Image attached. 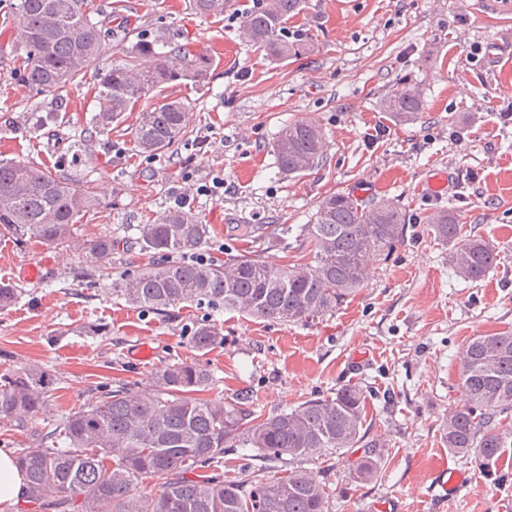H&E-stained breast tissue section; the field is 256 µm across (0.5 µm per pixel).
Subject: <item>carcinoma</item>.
I'll list each match as a JSON object with an SVG mask.
<instances>
[{
    "label": "carcinoma",
    "instance_id": "obj_1",
    "mask_svg": "<svg viewBox=\"0 0 512 512\" xmlns=\"http://www.w3.org/2000/svg\"><path fill=\"white\" fill-rule=\"evenodd\" d=\"M303 0H262L242 18L257 50L274 61L299 59L313 48L290 42L288 17ZM201 16H221L226 0H190ZM14 17L22 77L30 87L60 92L96 65L102 51V23L93 21L90 0H18ZM123 62L101 74L97 112L90 125L103 132L126 112L139 110L132 137L151 155L167 151L187 128L188 105L179 98L138 108L141 100L169 84L202 83L213 58L157 39L138 36L123 48ZM424 92L405 83L381 108L400 123L421 117ZM325 135L310 119L284 125L272 151L282 173L303 175L323 158ZM97 206L94 188L69 176L20 161L0 160V226L19 240L47 246L66 244L75 224ZM436 239L451 245L456 277L477 282L496 265V246L481 237L464 239L451 209L428 220ZM405 218L388 200L366 203L350 193L321 200L313 222L301 232L311 244L310 260L276 267L259 254L224 261L185 258L208 238L207 225L186 211L170 210L139 225L138 243L148 263L142 271L112 279V292L138 308L164 311L207 299L256 318L306 323L343 303L362 288L367 262L386 255L404 237ZM126 240L112 233L88 241L104 264ZM160 254L165 260L158 262ZM20 290L0 284V310L13 306ZM222 341L215 324H198L192 347L205 351ZM460 388L466 404L448 412L442 440L456 455L492 459L512 436V331L475 336L460 354ZM212 373L188 362L167 364L156 373L155 389L112 391L91 405L53 418L49 370L21 365L0 375V420L24 427L39 414L44 429L27 448L12 451L24 472L27 498L46 512H325L326 485L302 468L253 481L226 479L219 460L227 449H250L267 462L327 457L360 447L352 478L372 481L378 472L375 444L365 440L366 395L357 385L331 398L310 399L267 417L255 414L242 396L233 404L201 396ZM212 472L201 475L199 470ZM157 480L155 494L138 492Z\"/></svg>",
    "mask_w": 512,
    "mask_h": 512
}]
</instances>
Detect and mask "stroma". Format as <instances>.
<instances>
[{"mask_svg": "<svg viewBox=\"0 0 512 512\" xmlns=\"http://www.w3.org/2000/svg\"><path fill=\"white\" fill-rule=\"evenodd\" d=\"M93 20L125 18L131 32L191 43L214 65L201 84L151 95L186 99L184 137L149 157L134 144L137 115L84 142L97 109V71L121 60L105 38L98 68L59 94L28 87L18 71L12 0H0V160H25L88 177L100 200L67 246L17 241L0 227V283L21 288L0 311V372L42 365L56 377L59 415L129 385L152 390L156 372L192 362L214 376L210 397L247 395L268 415L348 384L366 394L367 440L383 446L368 483L349 475L352 455L307 461L333 494L328 512H512V446L484 461L455 456L441 441L449 411L464 403L459 356L481 334L512 330V0H305L289 40L312 42L300 61L265 58L240 35L257 0H228L223 16L195 14L190 0H92ZM424 91L421 118L398 124L380 102L404 83ZM310 118L326 133L317 169L283 174L272 151L286 122ZM383 129L371 141L375 129ZM448 174V192L426 191ZM223 187L209 192L214 179ZM344 192L388 199L406 218L404 239L372 258L365 287L304 324L271 322L183 304L159 313L113 295L112 280L144 258L136 241L101 267L88 240L179 208L209 226L202 256L258 251L281 266L305 254L299 235L319 201ZM454 210L463 235L489 238L495 267L457 279L450 248L427 219ZM209 320L223 341L206 351L189 337ZM103 327L89 336L87 324ZM466 476L454 497L449 472Z\"/></svg>", "mask_w": 512, "mask_h": 512, "instance_id": "obj_1", "label": "stroma"}]
</instances>
